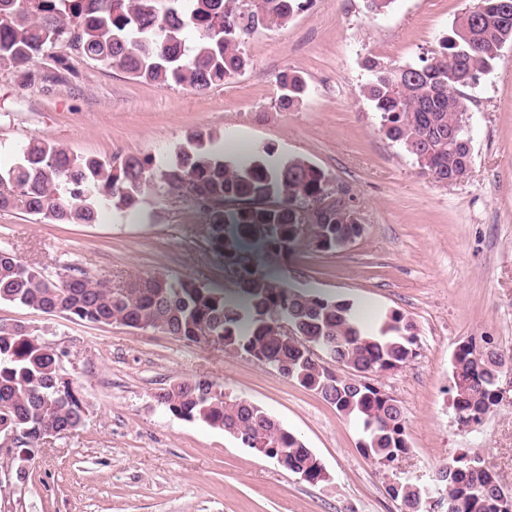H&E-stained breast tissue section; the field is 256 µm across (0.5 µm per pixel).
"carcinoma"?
Segmentation results:
<instances>
[{
	"label": "carcinoma",
	"instance_id": "1",
	"mask_svg": "<svg viewBox=\"0 0 512 512\" xmlns=\"http://www.w3.org/2000/svg\"><path fill=\"white\" fill-rule=\"evenodd\" d=\"M239 0H0V65L28 69L58 47L98 64L119 67L133 78L163 86L203 92L224 85L247 65L246 40L254 28H278L309 0H251L245 12ZM483 13L464 12L453 23L439 50L415 63L388 65L368 61L371 79L364 96L380 115V131L415 160L420 173L444 182L471 162L469 133L454 125L466 111L458 88L485 73L512 43V0H480ZM278 107L290 110L304 97L306 81L296 71L277 77ZM212 133H195L189 146L163 163L128 155L105 160L74 154L43 137L30 139L9 163H0V209L11 208L53 224H94L102 210L116 205L134 210L149 189L164 194H192L208 217L212 242L224 258V278L236 283L238 297L192 278L156 274L122 283L124 292L108 295L100 282L84 274L57 279L0 251V302L43 313L54 308L78 320L155 327L161 322L173 336L216 335L225 348L256 352L266 364L287 363L315 379L304 343L335 341V361L342 377L325 384L319 395L336 411L362 427L359 450L384 467L411 451L399 402L352 378L407 364L416 352L413 325L393 311L374 329L352 307L329 297L292 291L280 279L261 272L266 263L288 255V227L306 223L308 210H330L326 217L328 251L336 250V231L346 223L344 207L326 203L328 176L303 159L272 162L269 152L252 151L234 159L208 147ZM291 312L300 340H283L282 314ZM30 331L11 339L0 330V416L21 429L48 422L76 430L84 415L56 391L53 359L30 343ZM487 357L477 373L472 351L456 356L452 377L467 383L470 398L460 409L475 417L493 412L498 367L506 361L483 339ZM215 382L194 378L176 382L157 394L160 405L215 428L222 423L240 438L277 442L286 453L285 469L302 476L317 455L296 433L265 418L266 412L242 399L209 395ZM435 478L457 512H499L498 474L494 466L461 450L440 467ZM392 498L404 512L424 510L415 485L401 483Z\"/></svg>",
	"mask_w": 512,
	"mask_h": 512
}]
</instances>
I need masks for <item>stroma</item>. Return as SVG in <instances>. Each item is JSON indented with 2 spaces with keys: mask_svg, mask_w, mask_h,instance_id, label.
<instances>
[{
  "mask_svg": "<svg viewBox=\"0 0 512 512\" xmlns=\"http://www.w3.org/2000/svg\"><path fill=\"white\" fill-rule=\"evenodd\" d=\"M471 0H311L287 25L248 40L246 69L199 93L133 79L70 55L64 81L0 66V159L44 136L74 153L161 160L194 131L216 150L268 145L278 160L322 169L333 201L363 227L348 247L320 252L301 242L268 270L296 288L348 303L365 316L397 311L413 322L415 357L375 383L397 399L411 443L382 467L359 451L362 432L319 395L230 350L191 344L152 328L92 325L0 302V323H20L66 350L61 373L87 406L84 424L54 437L25 480L0 493V512H401L389 480L433 486L437 468L466 448L512 489V388L482 426L463 429L449 406L451 360L460 341L490 336L512 360V45L462 88L471 166L452 183L420 174L379 131L361 95L368 60L401 65L438 50ZM300 72L308 92L278 108L277 75ZM0 250L45 276L84 272L118 284L163 273L233 295L191 195L147 191L135 211L109 208L94 224H49L0 209ZM207 377L297 433L329 481L310 484L223 430L173 416L157 401L177 380Z\"/></svg>",
  "mask_w": 512,
  "mask_h": 512,
  "instance_id": "obj_1",
  "label": "stroma"
}]
</instances>
